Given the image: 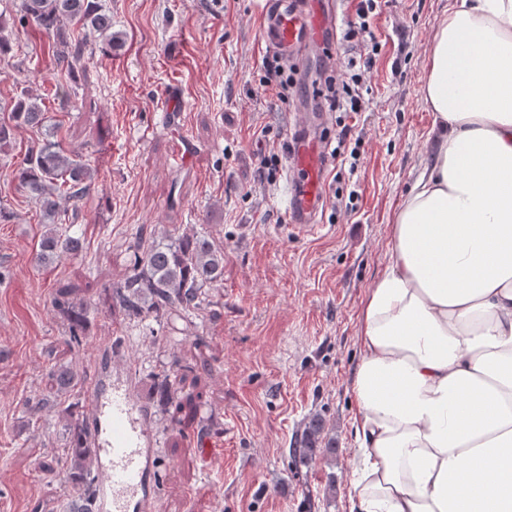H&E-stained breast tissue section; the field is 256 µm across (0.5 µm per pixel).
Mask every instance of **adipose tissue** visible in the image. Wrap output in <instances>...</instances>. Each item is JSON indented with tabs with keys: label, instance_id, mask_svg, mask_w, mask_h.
I'll return each mask as SVG.
<instances>
[{
	"label": "adipose tissue",
	"instance_id": "adipose-tissue-1",
	"mask_svg": "<svg viewBox=\"0 0 512 512\" xmlns=\"http://www.w3.org/2000/svg\"><path fill=\"white\" fill-rule=\"evenodd\" d=\"M422 95L442 133L360 311V512H512V0H455Z\"/></svg>",
	"mask_w": 512,
	"mask_h": 512
}]
</instances>
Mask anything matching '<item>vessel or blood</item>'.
Instances as JSON below:
<instances>
[{"label": "vessel or blood", "instance_id": "b4317fda", "mask_svg": "<svg viewBox=\"0 0 512 512\" xmlns=\"http://www.w3.org/2000/svg\"><path fill=\"white\" fill-rule=\"evenodd\" d=\"M258 9L260 41L286 59L304 57L311 45L325 42L337 29L334 0H260ZM290 143L288 214L293 228L305 231L315 228L323 207L330 158L321 135H310L307 124L292 129ZM85 418L98 469L97 512H156L150 414L134 387L117 384L110 394L93 392Z\"/></svg>", "mask_w": 512, "mask_h": 512}]
</instances>
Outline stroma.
<instances>
[{"label": "stroma", "mask_w": 512, "mask_h": 512, "mask_svg": "<svg viewBox=\"0 0 512 512\" xmlns=\"http://www.w3.org/2000/svg\"><path fill=\"white\" fill-rule=\"evenodd\" d=\"M257 2L103 0L121 43L109 50L89 38L73 81L58 73L49 38L19 25L20 0H0L17 44L0 61V120L28 91L95 178L79 204L82 254L41 266L39 210L11 175L39 134L20 128L0 151V205L15 214L0 224V512H70L64 409L85 404L104 370L124 372L151 411L160 512H357L359 309L389 259L392 216L433 154L421 88L448 0H385L369 105L355 126L357 167L331 162L325 209L307 233L290 226L285 173L260 175L269 152L286 155L297 109L311 101L304 90L285 101L261 90L270 52L258 41ZM140 229L158 241L197 233L223 250L224 279L196 314L136 323L113 304ZM63 288L90 306L78 346L53 306ZM57 365L78 374L77 386L30 414ZM167 371L178 397L195 400L183 430L155 402ZM315 415L336 452L296 465L290 442Z\"/></svg>", "instance_id": "obj_1"}]
</instances>
